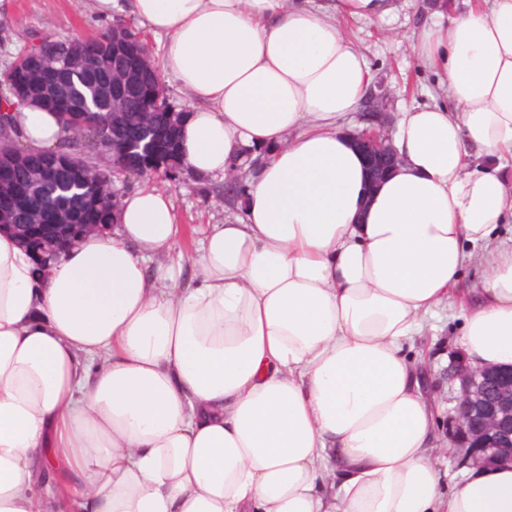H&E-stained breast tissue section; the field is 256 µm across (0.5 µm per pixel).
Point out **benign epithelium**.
Here are the masks:
<instances>
[{
	"label": "benign epithelium",
	"instance_id": "benign-epithelium-1",
	"mask_svg": "<svg viewBox=\"0 0 512 512\" xmlns=\"http://www.w3.org/2000/svg\"><path fill=\"white\" fill-rule=\"evenodd\" d=\"M128 51L136 58V76L139 79L144 107L137 112L127 111L119 99L112 100L106 116L92 124L74 126L69 135L85 146V155L93 160L89 166L83 161L69 162L82 179L96 183L98 197L78 199L77 207L58 213L52 224L43 218L41 203L32 204L23 224H14L15 201L29 184H20L13 176V165L26 162L32 175L49 178L55 167L47 161L55 152L36 150L25 146L17 136L0 130V231H8L21 239L39 260L47 261L76 244L91 233L104 232L112 227L109 213L102 209L100 200L112 196L119 199L114 180L122 182L132 177L161 174L165 171L187 179V169L177 152L180 133V113L169 110L153 98V83L159 81L151 65V50L141 36H124ZM57 41L44 39L35 44L33 60L25 72L11 69L3 73V82L9 93L20 103L41 105L44 98L38 92L39 78L53 72ZM367 127L354 136L364 153L372 183L380 181L396 164L397 155L392 142L377 126L383 122L379 112H362ZM255 162L232 163L225 181L241 189ZM460 382V393L454 414L448 421L450 438L460 443L467 466L512 463V377L491 374L489 371L462 366L454 371Z\"/></svg>",
	"mask_w": 512,
	"mask_h": 512
}]
</instances>
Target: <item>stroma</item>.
Listing matches in <instances>:
<instances>
[{"mask_svg":"<svg viewBox=\"0 0 512 512\" xmlns=\"http://www.w3.org/2000/svg\"><path fill=\"white\" fill-rule=\"evenodd\" d=\"M429 0H395V11L383 20L342 19L343 31L360 47L371 72L372 85L389 89L384 111L387 134H395L400 112L417 105L445 104L438 88V77L423 66L412 52V31L427 11ZM111 19L92 10L88 0H13L10 13L0 15V72L8 68L19 50L42 38H93L109 28ZM154 185L168 190L182 226L179 248L191 253L201 230L223 223L228 212L210 189L215 182L195 177L175 183L163 176ZM434 334L418 336L409 345L410 357L427 358L433 366L428 391L439 405L437 437L443 452L442 470L447 486H454L462 471L456 463L455 442L447 434L448 420L454 413L460 384L450 376L464 357L457 344L463 319L453 310L442 311L435 321Z\"/></svg>","mask_w":512,"mask_h":512,"instance_id":"1","label":"stroma"}]
</instances>
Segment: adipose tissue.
Returning a JSON list of instances; mask_svg holds the SVG:
<instances>
[{"label": "adipose tissue", "mask_w": 512, "mask_h": 512, "mask_svg": "<svg viewBox=\"0 0 512 512\" xmlns=\"http://www.w3.org/2000/svg\"><path fill=\"white\" fill-rule=\"evenodd\" d=\"M130 8L192 103L188 170L269 153L189 276L156 186L41 271L0 232V512H512V465L443 493L437 407L407 355L478 255L458 343L471 367H512V0L413 31L452 104L402 112L374 187L342 130L369 69L338 20L390 0ZM12 113L30 147L63 137L54 112Z\"/></svg>", "instance_id": "1"}]
</instances>
